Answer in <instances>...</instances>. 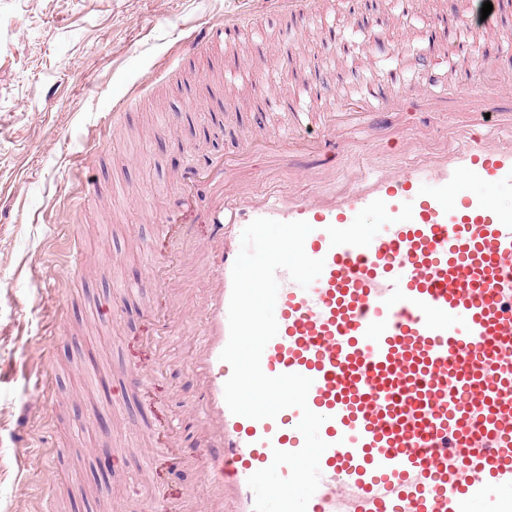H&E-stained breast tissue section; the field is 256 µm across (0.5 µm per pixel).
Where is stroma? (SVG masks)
Returning <instances> with one entry per match:
<instances>
[{
    "mask_svg": "<svg viewBox=\"0 0 512 512\" xmlns=\"http://www.w3.org/2000/svg\"><path fill=\"white\" fill-rule=\"evenodd\" d=\"M466 3L315 0L303 16L265 0H0V512H43L51 490L59 512H147L155 499L198 490L201 471L180 464L170 430L190 391L183 365L113 404L108 430L81 427L125 366L153 363L145 309L177 305L182 323L192 322V300L120 291L148 274L139 241L180 200L183 168L275 130L288 118L284 99L330 112L376 79L427 88V73L403 68L402 56L460 71L477 101L488 65L512 84V6L472 40L456 25ZM234 13L219 42L167 71L184 38ZM371 33L390 39L392 55L369 59ZM254 56L284 57L303 85L281 79L274 97L249 89ZM135 85L137 110L114 113ZM172 113L180 125L156 136ZM82 179L122 192L86 208ZM71 240L112 267L75 273ZM43 374L50 394L25 389ZM154 446L160 455L141 471V449ZM50 448L68 451L52 471L42 460ZM101 448L115 459L106 483L95 467Z\"/></svg>",
    "mask_w": 512,
    "mask_h": 512,
    "instance_id": "35a3bbf8",
    "label": "stroma"
}]
</instances>
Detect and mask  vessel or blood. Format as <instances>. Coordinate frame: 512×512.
Returning <instances> with one entry per match:
<instances>
[{
  "label": "vessel or blood",
  "instance_id": "vessel-or-blood-1",
  "mask_svg": "<svg viewBox=\"0 0 512 512\" xmlns=\"http://www.w3.org/2000/svg\"><path fill=\"white\" fill-rule=\"evenodd\" d=\"M411 98L422 112L467 102L457 88L404 86L390 96L367 85L357 108L294 113L286 132L254 136L244 152L297 160L308 175L332 172L349 128L376 131L382 113ZM498 100L488 96L448 147L411 143L396 169L364 156L353 179L329 191L269 182L230 190L228 162L212 176L194 166L180 172L187 193L214 191L205 214L210 286L191 330L147 309L159 356L125 369L120 390L135 393L162 376L170 339H186L193 393L184 445L202 481L199 506L162 499L151 512H254L249 476L271 464L274 450L304 443L299 409L254 420L232 414L224 399L232 268L242 230L261 217L308 222L305 250L325 261L306 289L278 271V333L261 357L267 375L311 378L307 404L324 418L328 447L306 512H485L493 504L512 512V209L499 202L512 194V121L502 122ZM182 217L176 204L154 216L149 275L134 290L165 292L189 270L163 248Z\"/></svg>",
  "mask_w": 512,
  "mask_h": 512
}]
</instances>
